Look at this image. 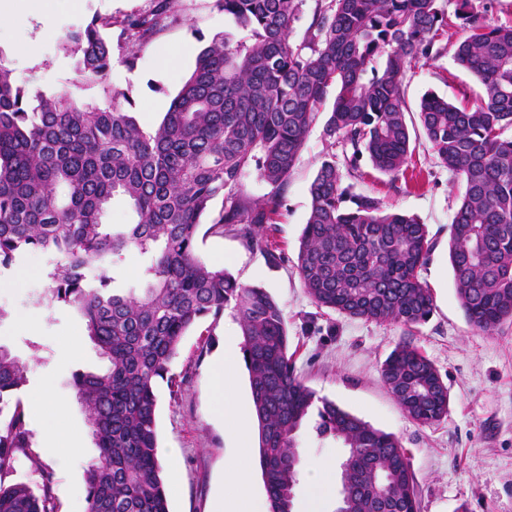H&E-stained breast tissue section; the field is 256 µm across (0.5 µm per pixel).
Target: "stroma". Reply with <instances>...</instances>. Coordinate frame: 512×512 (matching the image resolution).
<instances>
[{"mask_svg":"<svg viewBox=\"0 0 512 512\" xmlns=\"http://www.w3.org/2000/svg\"><path fill=\"white\" fill-rule=\"evenodd\" d=\"M153 6V0H85L82 10L75 12L61 4L53 36L44 35L41 18L23 15L0 30V42L15 41L35 49L31 57H9L17 83L49 96L65 89L76 100L99 103L103 100L99 87L80 83L76 58L64 49L63 35L96 15L121 19L149 12ZM233 27L216 0H180L178 12L162 30L133 48L114 49L108 82L130 97L137 121L157 126L192 72L197 53L213 35ZM186 46L191 53L180 69L171 78H158L157 52L174 54ZM480 91L476 78L457 67L452 51L416 63L406 80L410 129L419 126L416 110L425 93L469 106ZM326 152L322 128L314 126L288 181L279 217L277 239L285 262L271 264L261 248L247 247L229 229L200 239L199 256L226 269L242 285L267 289L279 302L298 374L317 395L399 440L419 487L422 512H454L463 501L469 512H512V327L492 335L478 332L467 323L458 303L448 260L450 223L460 193L454 176L435 163L421 138L412 158L423 169L419 184L391 181L366 161L361 164L362 177L352 181L356 192L416 215L436 242L421 272L435 310L415 343L447 384L450 403L444 420L422 426L404 414L381 377V365L400 341L401 328L318 309L301 284L295 257L309 215L310 185ZM18 264L27 270L24 279L16 287L0 288V344L29 365L18 397L32 433V449L52 481L55 512H87L85 472L97 451L75 398L73 377L79 372H105L108 362L89 342L76 356L62 358L69 342L83 334L82 321L69 308L38 305L48 283V260L43 254L26 252ZM240 337L231 317L216 323L202 321L184 336L171 363L181 383L178 395L170 396L166 385L158 387L159 444L177 451L175 466L164 469L170 512H211L223 488L224 464L239 443L219 411L222 401L211 368L226 340ZM47 382L52 389L46 396L41 388ZM57 399L69 404L67 420L56 413ZM63 422L80 435L81 447L46 455L47 438ZM42 474L22 459L12 478L36 487Z\"/></svg>","mask_w":512,"mask_h":512,"instance_id":"stroma-1","label":"stroma"}]
</instances>
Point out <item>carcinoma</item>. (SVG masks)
Here are the masks:
<instances>
[{
	"label": "carcinoma",
	"mask_w": 512,
	"mask_h": 512,
	"mask_svg": "<svg viewBox=\"0 0 512 512\" xmlns=\"http://www.w3.org/2000/svg\"><path fill=\"white\" fill-rule=\"evenodd\" d=\"M246 32L224 31L201 49L195 67L154 128L140 126L131 99L106 84L112 34L142 41L175 15L177 0H156L121 21L93 18L64 42L77 72L102 86L106 106L67 91L32 95L0 57V270L37 250L52 260L45 295L82 317L87 337L109 364L77 373L75 397L97 449L86 468L87 512H170L159 455L157 386L179 382L170 363L201 320L228 312L243 337L259 428L260 467L270 512H293L301 474L297 438L310 417L321 439L345 448L340 512H421L409 458L398 439L320 397L295 373L282 309L269 292L243 286L196 255L201 218L222 198L207 229L233 226L271 263L283 193L309 129L323 125L330 152L310 186V213L296 267L319 309L404 330L381 376L411 420L448 415V386L409 340L433 314L420 271L434 243L415 216L344 185L368 159L392 180L404 177L415 145L406 122L407 72L442 55L448 21L441 0H314L300 40L293 24L306 0H217ZM465 36L454 60L483 95L458 107L424 95L419 119L436 163L461 182L448 256L467 322L492 334L512 325V25L487 18L488 5L454 0ZM340 151H335V148ZM254 173L270 191L252 199L242 180ZM116 200L136 216L107 224ZM142 258L140 285L124 293L109 271ZM96 268L99 274L89 276ZM28 365L0 345V512H54L48 475L34 489L5 483L18 455L42 471L16 394Z\"/></svg>",
	"instance_id": "carcinoma-1"
}]
</instances>
